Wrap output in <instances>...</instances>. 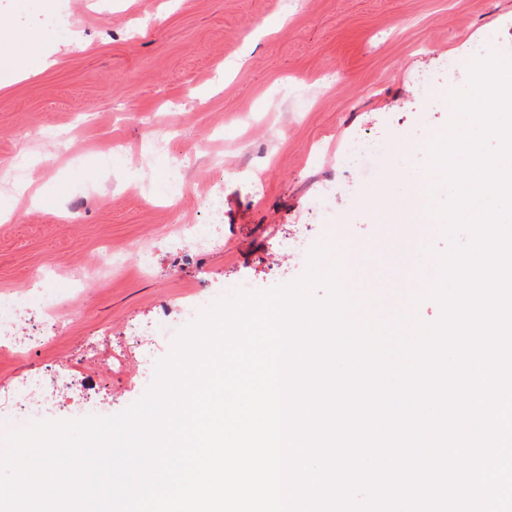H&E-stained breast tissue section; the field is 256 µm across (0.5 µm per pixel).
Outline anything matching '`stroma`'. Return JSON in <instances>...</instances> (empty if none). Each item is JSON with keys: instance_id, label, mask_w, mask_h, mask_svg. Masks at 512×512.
<instances>
[{"instance_id": "obj_1", "label": "stroma", "mask_w": 512, "mask_h": 512, "mask_svg": "<svg viewBox=\"0 0 512 512\" xmlns=\"http://www.w3.org/2000/svg\"><path fill=\"white\" fill-rule=\"evenodd\" d=\"M512 55V0H0V294L56 291L53 341L0 350V434L11 390L58 367L91 381L65 395L58 420L116 415L151 384L181 306L294 282L281 242L374 245L410 265V243L438 231L395 223L411 200L397 184L423 166L414 145L452 114L421 99L419 74L458 65L440 88L464 87L468 59ZM171 130L145 159L148 129ZM55 156L45 161V132ZM379 141L370 186L345 193L349 138ZM217 185L224 238L205 251L172 243V225L203 224ZM146 252L152 274H142ZM112 256V272L94 266Z\"/></svg>"}]
</instances>
